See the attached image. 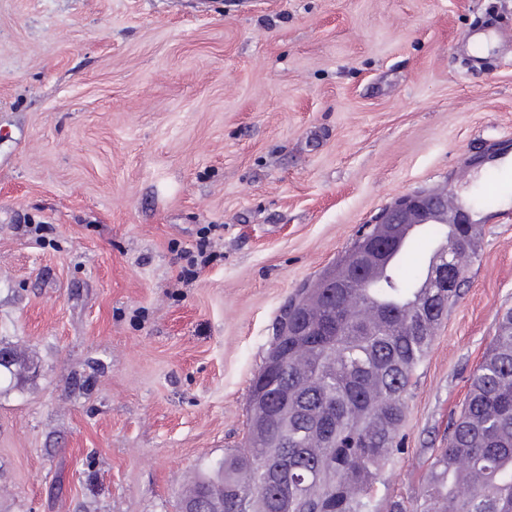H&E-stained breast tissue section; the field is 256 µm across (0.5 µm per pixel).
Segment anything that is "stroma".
Instances as JSON below:
<instances>
[{
    "label": "stroma",
    "mask_w": 512,
    "mask_h": 512,
    "mask_svg": "<svg viewBox=\"0 0 512 512\" xmlns=\"http://www.w3.org/2000/svg\"><path fill=\"white\" fill-rule=\"evenodd\" d=\"M512 0H0V512H176L242 448L282 305L398 198L512 163ZM418 366L412 503L512 308V196ZM219 258L185 285L184 250ZM497 31L489 23H479L467 30L462 38L461 43L466 49L473 46L480 55H490L493 52V44L497 42ZM478 57L471 59L474 65H482L487 57Z\"/></svg>",
    "instance_id": "stroma-1"
}]
</instances>
